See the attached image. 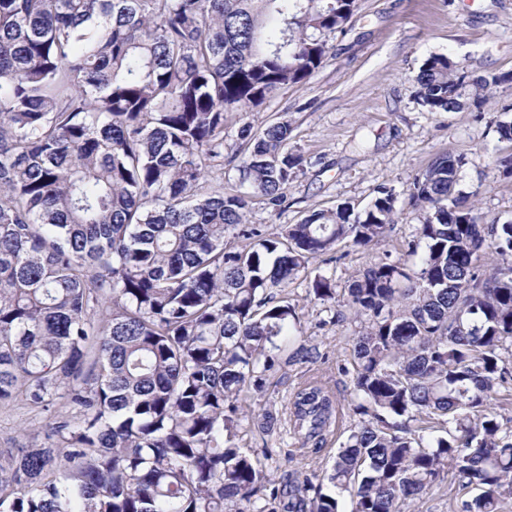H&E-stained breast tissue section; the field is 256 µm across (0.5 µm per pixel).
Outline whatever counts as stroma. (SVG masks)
I'll return each mask as SVG.
<instances>
[{
    "label": "stroma",
    "mask_w": 512,
    "mask_h": 512,
    "mask_svg": "<svg viewBox=\"0 0 512 512\" xmlns=\"http://www.w3.org/2000/svg\"><path fill=\"white\" fill-rule=\"evenodd\" d=\"M435 54L452 55L475 75L512 72V0H358L344 32L332 39L327 58L304 83L278 91L250 112L226 115L225 191L235 189L237 167L248 154L240 137L244 124L258 128L288 119L293 128L288 149L304 159L281 209L254 202L249 223L275 232L344 202L363 211L380 184L399 194L398 219L378 245L367 252L346 248L338 261L311 264V273L333 276L337 288L347 287L355 272L383 254L401 256L421 220L403 194L438 154L463 157L459 189L482 212L512 220V177H499L492 168L497 155L512 151V145L499 141L494 126L501 115L512 118V82L498 86L482 106L468 99L457 112L430 111L417 98L413 78ZM306 288V281L296 280L288 301L320 358L314 364H283L276 387L251 394L245 407L252 419L236 438L250 454L270 448L271 457L261 464L282 483L323 474L337 449L303 454L285 425L264 433L262 415L268 410L281 414L292 392L313 375L323 376L338 396H345L350 379L338 369L349 366V338L359 328L348 317L321 325L320 307L307 297ZM48 421L43 413L0 407V448L42 443Z\"/></svg>",
    "instance_id": "stroma-1"
}]
</instances>
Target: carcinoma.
<instances>
[{
	"instance_id": "carcinoma-1",
	"label": "carcinoma",
	"mask_w": 512,
	"mask_h": 512,
	"mask_svg": "<svg viewBox=\"0 0 512 512\" xmlns=\"http://www.w3.org/2000/svg\"><path fill=\"white\" fill-rule=\"evenodd\" d=\"M357 0H0V405L53 411L41 445L0 448V512H410L453 477L457 512H507L512 222L457 189L436 155L408 189L425 212L404 261L358 271L338 299L360 322L344 405L322 381L289 397L288 433L316 455L357 417L313 484L280 488L235 443L242 395L265 392L302 335L284 293L312 261L377 244L397 218L378 186L363 215L320 209L265 234L302 157L291 125L240 135L246 194L224 191V122L305 82ZM456 112L512 73L473 78L443 54L414 79Z\"/></svg>"
}]
</instances>
